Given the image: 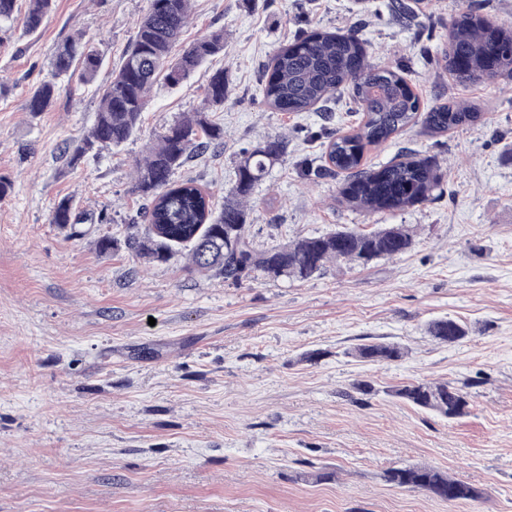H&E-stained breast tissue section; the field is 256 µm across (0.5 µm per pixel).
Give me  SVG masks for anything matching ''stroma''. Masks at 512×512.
<instances>
[{
    "instance_id": "35a3bbf8",
    "label": "stroma",
    "mask_w": 512,
    "mask_h": 512,
    "mask_svg": "<svg viewBox=\"0 0 512 512\" xmlns=\"http://www.w3.org/2000/svg\"><path fill=\"white\" fill-rule=\"evenodd\" d=\"M389 0H191L183 40L224 31V53L176 87L156 84L142 130L122 147L61 168L58 148L88 134L147 0H56L40 34L0 23V512H512V77L456 84L437 51L459 12L478 7L512 27V0H415V25ZM357 32L367 59L399 67L424 106H478L479 121L442 135L413 126L368 150L379 165L402 148L435 157L442 192L423 205L367 214L315 177L332 136L361 118L348 95L318 112H279L261 74L274 52L312 29ZM83 34L105 59L93 83H63L31 116V91L52 74L55 45ZM223 70L214 117L224 149L174 176L223 203L240 153L278 137L285 155L255 189L258 248L335 225L414 229L409 253L361 268L328 263L303 283L237 284L159 263L132 275L126 250L102 254L143 221L134 163L153 134L203 109ZM92 214L79 233L51 221L60 198ZM107 212L111 221L95 222ZM466 325L440 345L435 318ZM403 345L392 363L350 351L364 339ZM370 382L375 395L358 393ZM448 381L469 413L447 420L385 388ZM435 467L482 490L448 503L397 489L385 470ZM330 472V479L316 475ZM204 102L208 107L215 108L217 111L224 106V100L227 97V90L224 84L223 70L213 72L204 88Z\"/></svg>"
}]
</instances>
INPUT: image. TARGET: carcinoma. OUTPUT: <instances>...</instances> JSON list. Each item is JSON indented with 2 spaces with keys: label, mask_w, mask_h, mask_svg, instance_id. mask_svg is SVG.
Listing matches in <instances>:
<instances>
[{
  "label": "carcinoma",
  "mask_w": 512,
  "mask_h": 512,
  "mask_svg": "<svg viewBox=\"0 0 512 512\" xmlns=\"http://www.w3.org/2000/svg\"><path fill=\"white\" fill-rule=\"evenodd\" d=\"M54 0H28L20 11L18 0H0V22L18 21L28 34L43 28ZM190 0H148L132 41L109 84L100 88V108L90 133L77 142H66L60 159L75 166L95 158L107 147H119L140 130L142 112L156 80L177 86L197 68L224 52V29H216L186 45L174 57L189 20ZM103 57L81 37L57 44L52 53L53 79L38 85L30 96L28 111L49 110L57 97L58 81L79 73L93 82ZM442 68L462 85L512 75V30L490 22L477 10L459 14L448 28V47ZM267 103L279 112H308L335 93L349 91L362 123L351 134L338 135L328 144L329 165L315 176L339 178V200L367 213L402 211L424 204L441 190L445 174L435 160L410 150L378 166H367L369 148L393 139L421 124L431 134L467 126L482 113L455 102L421 108L419 97L395 67L374 66L366 60L363 40L352 31L332 35L315 30L280 48L265 75ZM227 90L224 70L213 72L204 88V102L224 106ZM224 146V126L207 112H193L176 121L150 142L143 161L136 164L133 193L147 202L144 224L123 242L98 241L102 253L125 248L139 263L188 261L191 273L212 272L226 282L264 278L304 282L319 276L327 263L346 262L365 267L375 260L391 259L415 246L413 231L404 224H384L364 232L355 225L334 228L318 236L298 238L257 250L249 237L247 201L255 187L284 154L279 138L264 140L243 151L236 180L216 207L209 194L192 183L175 184L172 176L194 157ZM83 213L68 198L56 204L51 222L76 227ZM426 333L440 344L468 337V329L451 318L429 322ZM353 356L371 362H396L405 356L397 343L368 342ZM385 393L448 419L468 414L469 398L448 381H425L394 386ZM385 481L395 488L426 492L450 503L475 500L481 492L471 484L426 465L391 467Z\"/></svg>",
  "instance_id": "1"
}]
</instances>
